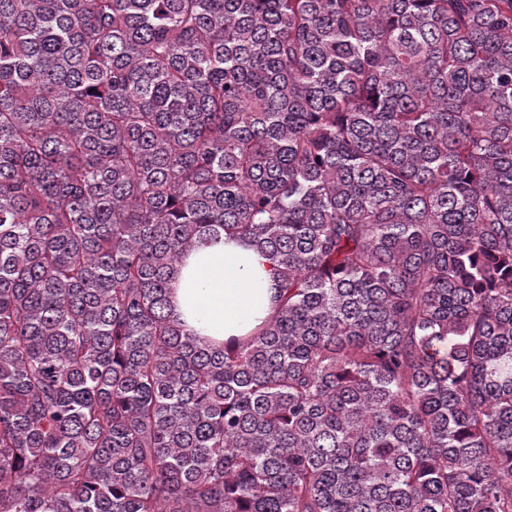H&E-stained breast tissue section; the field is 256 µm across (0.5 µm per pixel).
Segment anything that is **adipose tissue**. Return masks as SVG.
<instances>
[{
  "label": "adipose tissue",
  "mask_w": 512,
  "mask_h": 512,
  "mask_svg": "<svg viewBox=\"0 0 512 512\" xmlns=\"http://www.w3.org/2000/svg\"><path fill=\"white\" fill-rule=\"evenodd\" d=\"M273 284L259 252L224 238L184 259L174 284V309L189 330L225 342L274 314Z\"/></svg>",
  "instance_id": "1"
}]
</instances>
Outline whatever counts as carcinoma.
Returning <instances> with one entry per match:
<instances>
[{"label": "carcinoma", "mask_w": 512, "mask_h": 512, "mask_svg": "<svg viewBox=\"0 0 512 512\" xmlns=\"http://www.w3.org/2000/svg\"><path fill=\"white\" fill-rule=\"evenodd\" d=\"M0 512H512V0H0ZM273 274L252 246L224 237L190 253L174 284V309L199 336H246L276 309Z\"/></svg>", "instance_id": "cac0c4a2"}]
</instances>
